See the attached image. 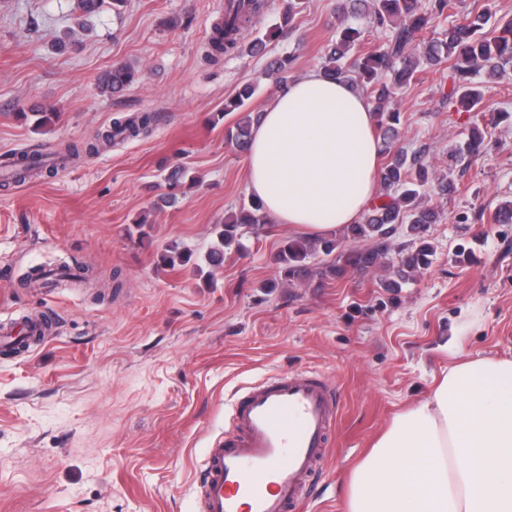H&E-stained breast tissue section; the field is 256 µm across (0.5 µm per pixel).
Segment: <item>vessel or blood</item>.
I'll return each instance as SVG.
<instances>
[{"mask_svg": "<svg viewBox=\"0 0 512 512\" xmlns=\"http://www.w3.org/2000/svg\"><path fill=\"white\" fill-rule=\"evenodd\" d=\"M340 398L316 370L248 386L207 452L200 512H295L328 455Z\"/></svg>", "mask_w": 512, "mask_h": 512, "instance_id": "1", "label": "vessel or blood"}]
</instances>
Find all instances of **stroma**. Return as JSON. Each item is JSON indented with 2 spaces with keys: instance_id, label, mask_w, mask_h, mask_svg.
I'll return each mask as SVG.
<instances>
[{
  "instance_id": "1",
  "label": "stroma",
  "mask_w": 512,
  "mask_h": 512,
  "mask_svg": "<svg viewBox=\"0 0 512 512\" xmlns=\"http://www.w3.org/2000/svg\"><path fill=\"white\" fill-rule=\"evenodd\" d=\"M75 0H0V155L52 153L93 141L114 121L149 112L150 135L100 145L67 167L0 185V325L53 322L31 352L0 355V512H195L211 441L237 396L259 380L319 370L341 413L324 474L303 512H347L353 466L394 414L423 399L457 351L512 355V75H478L474 112L448 106L447 68L420 66L392 106L400 144L457 190L426 192L441 214L427 230L433 264L397 291L383 267L324 282H287L276 261L287 225L241 230L214 277L203 270L215 225L249 195L246 156L226 137L238 113L211 122L241 86L257 112L276 93L266 71L290 56L291 78L321 68L337 37L338 0H265L238 51L205 58L224 0H125L81 16ZM281 26L264 51L247 46ZM141 72L101 92L113 63ZM52 109L50 129L19 120ZM484 150L454 161L472 127ZM197 176L171 207L158 185L174 164ZM146 218L148 238L128 234ZM188 264L167 266L170 247ZM89 267L90 283L21 286L29 272Z\"/></svg>"
}]
</instances>
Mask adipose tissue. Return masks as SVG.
I'll return each mask as SVG.
<instances>
[{
  "mask_svg": "<svg viewBox=\"0 0 512 512\" xmlns=\"http://www.w3.org/2000/svg\"><path fill=\"white\" fill-rule=\"evenodd\" d=\"M378 169L366 98L314 69L267 103L246 187L275 223L324 236L360 222ZM348 512H512V358L443 369L354 469Z\"/></svg>",
  "mask_w": 512,
  "mask_h": 512,
  "instance_id": "1",
  "label": "adipose tissue"
}]
</instances>
